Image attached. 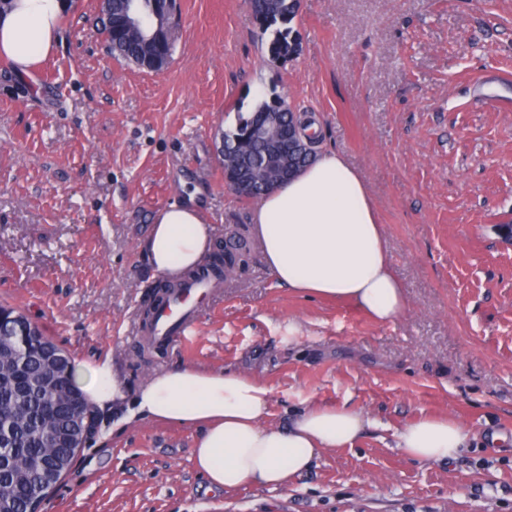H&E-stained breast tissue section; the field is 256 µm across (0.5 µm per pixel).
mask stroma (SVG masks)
Instances as JSON below:
<instances>
[{
	"mask_svg": "<svg viewBox=\"0 0 512 512\" xmlns=\"http://www.w3.org/2000/svg\"><path fill=\"white\" fill-rule=\"evenodd\" d=\"M166 69L117 61L78 0L28 78L0 60V302L73 362L108 357L127 394L182 365L271 390L268 423L347 405L373 425L278 489L210 490L197 429L97 417L44 512H512V0H301L299 52L273 60L245 0H177ZM281 96L366 178L406 305L378 323L280 287L259 249L202 307L186 347L128 344L157 213L202 188L215 242L253 201L224 182L220 133ZM486 97L501 108L483 105ZM448 416L470 446L422 462L396 434Z\"/></svg>",
	"mask_w": 512,
	"mask_h": 512,
	"instance_id": "obj_1",
	"label": "stroma"
}]
</instances>
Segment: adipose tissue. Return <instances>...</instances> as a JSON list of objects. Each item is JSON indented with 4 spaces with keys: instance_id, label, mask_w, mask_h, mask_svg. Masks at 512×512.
<instances>
[{
    "instance_id": "obj_1",
    "label": "adipose tissue",
    "mask_w": 512,
    "mask_h": 512,
    "mask_svg": "<svg viewBox=\"0 0 512 512\" xmlns=\"http://www.w3.org/2000/svg\"><path fill=\"white\" fill-rule=\"evenodd\" d=\"M70 8V0H8L0 9V57L17 76L48 58ZM251 220L280 285L348 301L382 323L401 315L403 290L368 185L340 152L319 150L297 176L262 196ZM210 247L209 226L191 197L161 210L141 245L150 266L165 274L196 267ZM74 380L104 413L198 428L193 461L213 490L286 486L324 449L353 445L371 425L362 410L345 405H314L286 426L267 424L271 390L241 372L178 366L150 376L131 398L107 358L77 365ZM467 439L456 421L425 416L400 431L397 446L417 460L443 462Z\"/></svg>"
}]
</instances>
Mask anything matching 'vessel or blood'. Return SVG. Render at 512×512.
I'll use <instances>...</instances> for the list:
<instances>
[{"label":"vessel or blood","mask_w":512,"mask_h":512,"mask_svg":"<svg viewBox=\"0 0 512 512\" xmlns=\"http://www.w3.org/2000/svg\"><path fill=\"white\" fill-rule=\"evenodd\" d=\"M223 285L224 275L218 269L185 280L173 296L157 305L151 325L135 326L134 340L148 338L169 348L188 343L197 327L200 306L214 300Z\"/></svg>","instance_id":"obj_1"}]
</instances>
